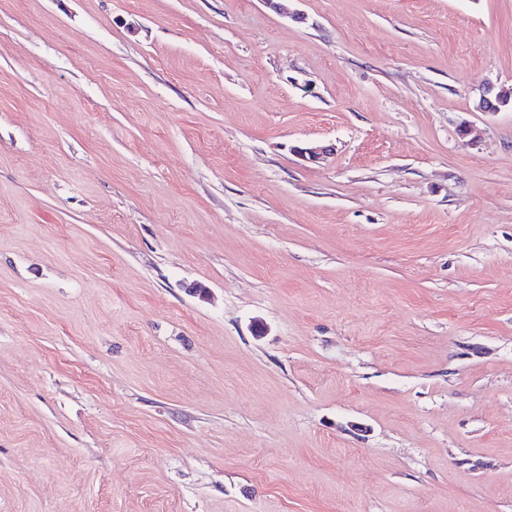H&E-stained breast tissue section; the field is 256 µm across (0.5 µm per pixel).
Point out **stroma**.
<instances>
[{
    "instance_id": "35a3bbf8",
    "label": "stroma",
    "mask_w": 512,
    "mask_h": 512,
    "mask_svg": "<svg viewBox=\"0 0 512 512\" xmlns=\"http://www.w3.org/2000/svg\"><path fill=\"white\" fill-rule=\"evenodd\" d=\"M287 7L0 0V512H512V0Z\"/></svg>"
}]
</instances>
